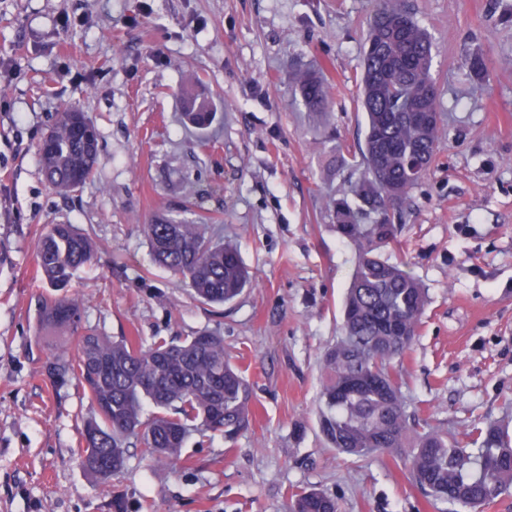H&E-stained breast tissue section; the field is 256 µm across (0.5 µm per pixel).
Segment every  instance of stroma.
Wrapping results in <instances>:
<instances>
[{
	"label": "stroma",
	"mask_w": 512,
	"mask_h": 512,
	"mask_svg": "<svg viewBox=\"0 0 512 512\" xmlns=\"http://www.w3.org/2000/svg\"><path fill=\"white\" fill-rule=\"evenodd\" d=\"M431 37L447 137L395 223V251L428 290L419 335L396 365L409 412L464 439L512 428V0H406ZM374 0H0V512H287L316 488L339 512H445L402 458L353 461L317 420L322 357L339 334L355 252L334 228L345 180L362 175L360 75ZM486 62L483 79L468 68ZM332 87L326 111L295 93L299 70ZM216 119L182 124L186 96ZM76 107L99 134L93 176L50 191L39 143ZM204 217L253 285L194 300L155 265L142 227ZM96 244L70 295L82 325L151 346L220 333L252 386L234 440L198 430L172 466L130 447L100 480L81 464L94 412L78 380L54 388L37 339L52 293L37 260L44 225Z\"/></svg>",
	"instance_id": "obj_1"
}]
</instances>
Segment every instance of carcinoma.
<instances>
[{
    "mask_svg": "<svg viewBox=\"0 0 512 512\" xmlns=\"http://www.w3.org/2000/svg\"><path fill=\"white\" fill-rule=\"evenodd\" d=\"M433 45L403 0H376L361 71L367 133L363 176L343 189L357 206L336 202V233L355 250L356 264L342 309V336L322 359L326 379L318 419L326 442L351 459L373 453L403 455L413 484L450 512H484L512 491V436L503 426L475 427L473 448L435 431L415 430L392 363L414 342L428 289L384 254L401 225L393 223L411 189L429 172L444 134L440 117L425 124L412 110L436 112ZM304 105L328 107L331 87L312 70L295 75ZM187 120L209 126L212 113L186 98ZM98 134L81 111L58 115L39 145L50 190L68 195L92 175ZM153 261L176 276L198 300L224 304L250 283L237 249L206 235L204 225L158 217L143 227ZM95 254L91 237L72 224H48L37 243L39 267L51 287L69 286ZM40 328L72 332L75 354L48 346L45 365L55 386L75 377L87 388L97 417L84 428L82 465L109 479L140 444L159 460H180L191 427L200 424L232 439L250 423L252 388L224 354V337L205 332L143 347L82 327L80 303L59 294L39 311ZM158 412L143 417L144 402ZM288 512H339L336 500L315 489L291 495Z\"/></svg>",
    "mask_w": 512,
    "mask_h": 512,
    "instance_id": "cac0c4a2",
    "label": "carcinoma"
}]
</instances>
